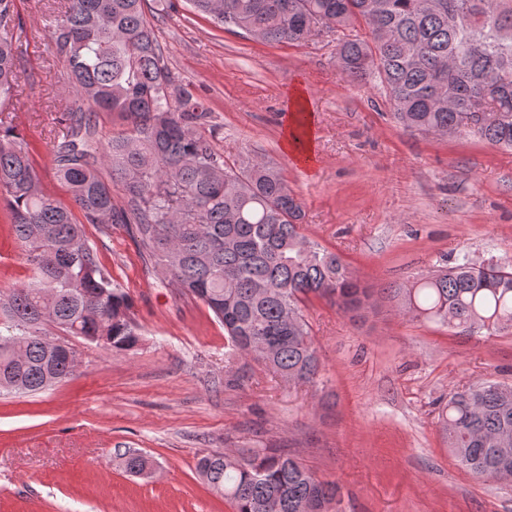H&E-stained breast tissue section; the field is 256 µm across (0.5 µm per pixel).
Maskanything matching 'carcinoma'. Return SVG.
Listing matches in <instances>:
<instances>
[{"instance_id":"cac0c4a2","label":"carcinoma","mask_w":512,"mask_h":512,"mask_svg":"<svg viewBox=\"0 0 512 512\" xmlns=\"http://www.w3.org/2000/svg\"><path fill=\"white\" fill-rule=\"evenodd\" d=\"M146 0H59L50 31L74 101L55 169L73 206L44 193L29 143L0 120V200L32 267L0 290V390L28 394L67 382L77 363L47 348L51 326L109 352L134 350L132 302L101 264L72 208L89 224H129L146 259L200 300L231 348L259 357L282 380L310 383L320 362L300 304L313 295L343 313L368 308L374 291L342 257L300 232L304 213L269 162L235 163L216 148L215 125L166 64ZM228 30L267 43L336 35V64L376 84L407 130L467 133L512 149V0H190ZM14 0H0V102L19 69ZM453 86L456 104L435 98ZM127 125L105 144L97 113ZM107 164L125 204L99 172ZM405 311L462 332L512 327V261L468 257L405 290ZM444 439L472 477L512 485V384L485 380L448 395ZM139 474L147 457L124 455ZM197 471L234 512H328L335 483L276 448L200 456Z\"/></svg>"}]
</instances>
